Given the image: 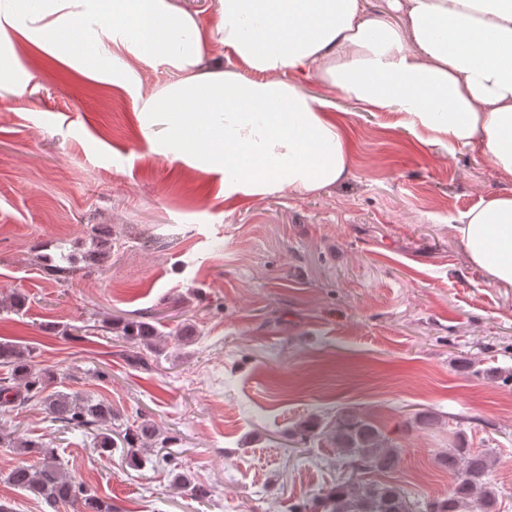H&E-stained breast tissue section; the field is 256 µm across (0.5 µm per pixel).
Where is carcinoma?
Returning a JSON list of instances; mask_svg holds the SVG:
<instances>
[{
  "label": "carcinoma",
  "instance_id": "cac0c4a2",
  "mask_svg": "<svg viewBox=\"0 0 512 512\" xmlns=\"http://www.w3.org/2000/svg\"><path fill=\"white\" fill-rule=\"evenodd\" d=\"M124 338L132 343L155 348L165 333L147 322H128L122 328ZM0 367L7 370L0 377V409L11 410L32 403L44 406L56 422L77 429L93 430L97 448L110 453L122 448L131 460L134 451L148 441H160V448L171 440L158 439L157 429L149 423L110 427L112 406L90 395H73L63 391L47 392L54 378L36 369L35 353L27 346L0 341ZM344 467L343 476L323 493L312 507L320 512H495L496 492L485 481L492 456L484 451L473 453L467 448H451L442 459L456 472V481L445 498L419 501L415 494L393 484L377 483L367 478L373 472H389L399 463V450L369 418L349 411L337 414L330 431ZM0 446L14 448L36 459L29 465L21 462L6 475L14 488L42 500L52 512L61 503H69L76 512H112L79 482L74 481L59 449L38 439H21L0 428ZM174 484L197 499H206L210 490L183 474L174 476ZM306 504L294 505L289 512H307Z\"/></svg>",
  "mask_w": 512,
  "mask_h": 512
}]
</instances>
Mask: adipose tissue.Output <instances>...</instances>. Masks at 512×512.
Segmentation results:
<instances>
[{"instance_id": "obj_1", "label": "adipose tissue", "mask_w": 512, "mask_h": 512, "mask_svg": "<svg viewBox=\"0 0 512 512\" xmlns=\"http://www.w3.org/2000/svg\"><path fill=\"white\" fill-rule=\"evenodd\" d=\"M216 0L204 27L178 0H0V43L25 40L88 78L137 83L133 58L173 79L141 109L153 151L224 176L225 196H304L349 171V145L317 78L374 112L474 151L512 178V0ZM216 42L240 69H213ZM455 231L489 284L512 287V190Z\"/></svg>"}]
</instances>
